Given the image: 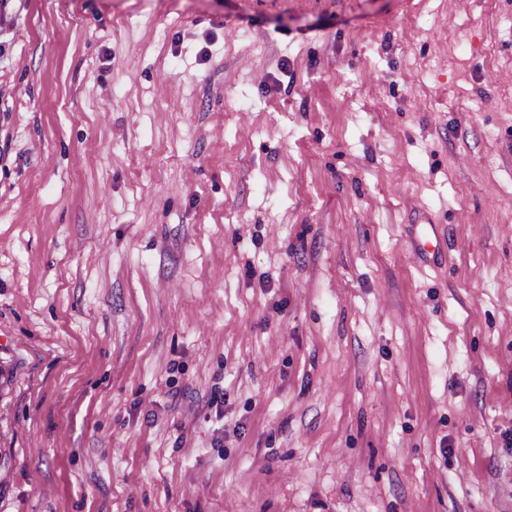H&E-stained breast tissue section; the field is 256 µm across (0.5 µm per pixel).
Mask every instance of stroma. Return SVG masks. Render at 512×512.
<instances>
[{
    "mask_svg": "<svg viewBox=\"0 0 512 512\" xmlns=\"http://www.w3.org/2000/svg\"><path fill=\"white\" fill-rule=\"evenodd\" d=\"M0 512H512V0H0Z\"/></svg>",
    "mask_w": 512,
    "mask_h": 512,
    "instance_id": "obj_1",
    "label": "stroma"
}]
</instances>
